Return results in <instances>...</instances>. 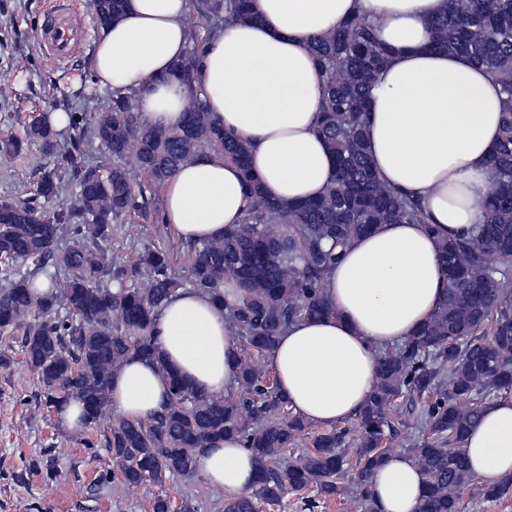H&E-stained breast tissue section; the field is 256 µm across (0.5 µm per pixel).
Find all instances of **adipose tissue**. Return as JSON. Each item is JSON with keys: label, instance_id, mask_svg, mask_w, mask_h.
Segmentation results:
<instances>
[{"label": "adipose tissue", "instance_id": "1", "mask_svg": "<svg viewBox=\"0 0 512 512\" xmlns=\"http://www.w3.org/2000/svg\"><path fill=\"white\" fill-rule=\"evenodd\" d=\"M448 0H252V22L228 25L203 44L192 85L173 71L188 47V0H128L126 15L102 29L90 66L97 84L136 92L144 120L174 130L197 95L226 133L249 146L264 193L283 203L321 196L336 168L318 131L324 85L310 47L343 20L375 21L389 62L369 93L366 129L373 166L398 194L417 201L423 223L382 224L354 240L330 271L331 314L297 321L268 355L291 411L319 428L354 418L377 378L382 347L411 336L438 308L448 278L442 240L482 220L500 137L502 95L493 77L460 54L432 50L430 20ZM239 167L211 154L186 162L169 181L164 212L186 242L222 237L246 208ZM157 360L136 358L112 377L111 406L123 418L157 415L168 372L211 393L230 392L236 346L224 311L205 294L179 290L156 328ZM165 368H158V361ZM483 485L512 475V397L487 403L465 441ZM206 483L235 497L251 492L256 469L234 439L197 457ZM424 477L408 454L376 470L377 512H418Z\"/></svg>", "mask_w": 512, "mask_h": 512}]
</instances>
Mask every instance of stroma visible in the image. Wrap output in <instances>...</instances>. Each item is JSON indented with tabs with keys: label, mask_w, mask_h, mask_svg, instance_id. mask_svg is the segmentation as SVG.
Listing matches in <instances>:
<instances>
[{
	"label": "stroma",
	"mask_w": 512,
	"mask_h": 512,
	"mask_svg": "<svg viewBox=\"0 0 512 512\" xmlns=\"http://www.w3.org/2000/svg\"><path fill=\"white\" fill-rule=\"evenodd\" d=\"M52 0H0V138H24L31 116L61 110L104 111L111 98L101 90L90 68L96 24L86 0H75L87 34L66 62L42 51L37 27ZM48 161L37 145L19 156L0 154V201L30 199ZM0 512H152L155 498H167L170 512H222L223 491L201 478L180 475L163 485L145 483L123 489L100 482L113 462L103 441L105 422L71 431L56 413L43 410L41 387L23 361L21 339L0 334Z\"/></svg>",
	"instance_id": "stroma-1"
}]
</instances>
